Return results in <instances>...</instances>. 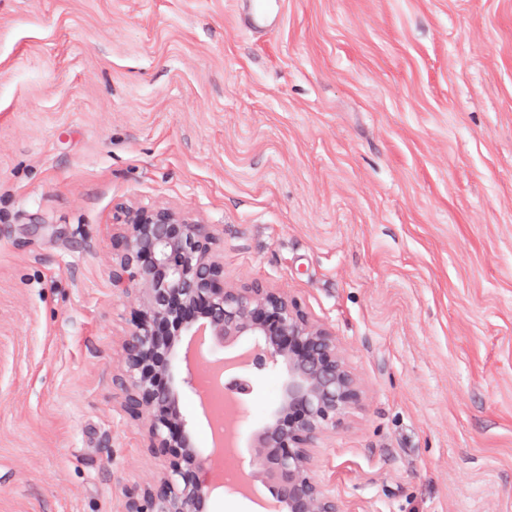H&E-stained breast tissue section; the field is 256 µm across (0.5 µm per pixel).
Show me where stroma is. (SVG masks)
I'll return each instance as SVG.
<instances>
[{"instance_id": "35a3bbf8", "label": "stroma", "mask_w": 512, "mask_h": 512, "mask_svg": "<svg viewBox=\"0 0 512 512\" xmlns=\"http://www.w3.org/2000/svg\"><path fill=\"white\" fill-rule=\"evenodd\" d=\"M278 5L0 0V512H124L167 463L112 397L123 205L223 231L226 283L335 333L362 400L314 475L344 512H512V0ZM270 5L256 8L253 11H248L244 15V23L247 28L255 29H272L278 25L279 14L270 13Z\"/></svg>"}]
</instances>
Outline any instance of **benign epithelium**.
<instances>
[{"instance_id": "obj_1", "label": "benign epithelium", "mask_w": 512, "mask_h": 512, "mask_svg": "<svg viewBox=\"0 0 512 512\" xmlns=\"http://www.w3.org/2000/svg\"><path fill=\"white\" fill-rule=\"evenodd\" d=\"M121 225L112 237V288L137 296L144 319L125 334L112 397L145 422L148 447L172 455L153 483L125 492V512H207L217 489L210 459L195 448L180 406L186 392H198L183 336L203 337L201 345L214 353L247 343L244 368L224 375V390L239 403L254 389L245 369L281 371L276 403L250 434V468L270 489L277 512H342L316 480L313 455L362 396L335 334L260 281L224 283L213 225L160 206L129 207Z\"/></svg>"}]
</instances>
